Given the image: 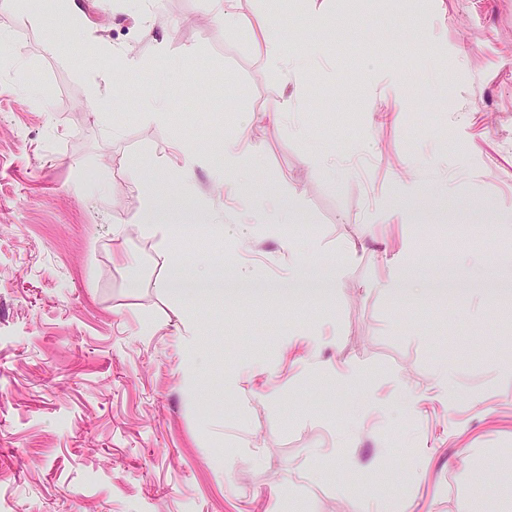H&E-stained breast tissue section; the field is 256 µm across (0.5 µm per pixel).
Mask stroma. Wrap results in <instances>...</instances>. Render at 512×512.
<instances>
[{"mask_svg": "<svg viewBox=\"0 0 512 512\" xmlns=\"http://www.w3.org/2000/svg\"><path fill=\"white\" fill-rule=\"evenodd\" d=\"M23 2L0 11V512H461L476 468L512 512V0H235L233 26L211 0H76L71 24ZM99 57L139 68L105 82ZM147 184L193 227L167 250L134 226ZM258 189L297 199L287 223L246 222ZM208 260L266 291L161 289ZM260 38L267 66L277 68L285 63L277 26L273 23L266 22L261 27Z\"/></svg>", "mask_w": 512, "mask_h": 512, "instance_id": "35a3bbf8", "label": "stroma"}]
</instances>
